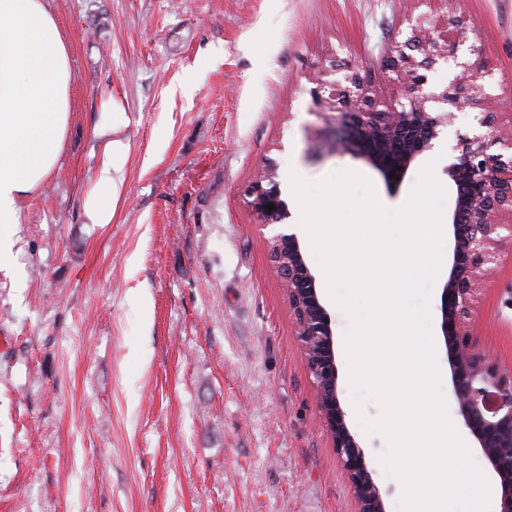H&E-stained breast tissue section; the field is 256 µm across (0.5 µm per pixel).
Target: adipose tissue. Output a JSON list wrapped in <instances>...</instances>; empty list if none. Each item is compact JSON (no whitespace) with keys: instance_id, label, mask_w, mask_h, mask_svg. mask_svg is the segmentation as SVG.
Returning <instances> with one entry per match:
<instances>
[{"instance_id":"ef3b65f1","label":"adipose tissue","mask_w":512,"mask_h":512,"mask_svg":"<svg viewBox=\"0 0 512 512\" xmlns=\"http://www.w3.org/2000/svg\"><path fill=\"white\" fill-rule=\"evenodd\" d=\"M69 54L47 0H0V266L14 246L22 203L55 169L70 116ZM127 148L103 145L87 204L95 224L109 223Z\"/></svg>"}]
</instances>
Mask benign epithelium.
<instances>
[{
    "mask_svg": "<svg viewBox=\"0 0 512 512\" xmlns=\"http://www.w3.org/2000/svg\"><path fill=\"white\" fill-rule=\"evenodd\" d=\"M467 31L459 19L454 36L440 38L431 24L403 42H392L381 66V81L390 86L385 95L375 92L367 75L349 71L337 81L335 103L317 89L312 100L316 107L328 108L324 116L336 127L337 148L386 177L393 173L401 178L434 147L454 110L463 104L482 108V132L462 140L461 154L448 164L455 195L448 212L453 249L441 294L440 328L458 413L499 481L498 512H512V371L504 372L490 360L473 331L482 286L501 250L512 248V134L502 133L496 105L486 92L485 63L464 65L451 85L438 92L424 90L427 72L438 60L455 55ZM495 146L499 151H492ZM250 195L259 225L279 226L288 218L274 170L252 185ZM269 203L276 207L270 213ZM269 255L294 315L320 422L353 489L357 512H386L341 406L331 318L298 236L285 229L273 234Z\"/></svg>",
    "mask_w": 512,
    "mask_h": 512,
    "instance_id": "benign-epithelium-1",
    "label": "benign epithelium"
}]
</instances>
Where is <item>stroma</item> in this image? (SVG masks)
<instances>
[{"instance_id":"obj_1","label":"stroma","mask_w":512,"mask_h":512,"mask_svg":"<svg viewBox=\"0 0 512 512\" xmlns=\"http://www.w3.org/2000/svg\"><path fill=\"white\" fill-rule=\"evenodd\" d=\"M70 56V122L56 169L22 206L0 270V512H356L319 422L286 292L248 191L266 167L298 228L289 174L366 176L386 207L400 184L333 150L312 92L355 68L378 76L393 40L442 0H52ZM469 37L428 73L450 84L486 61L512 98V0H463ZM192 82V97L180 85ZM479 111L455 110L423 162L447 183ZM128 148L112 220L86 202L99 130ZM341 405L386 504L399 482L360 426L342 337ZM475 332L512 371V261L475 307Z\"/></svg>"}]
</instances>
